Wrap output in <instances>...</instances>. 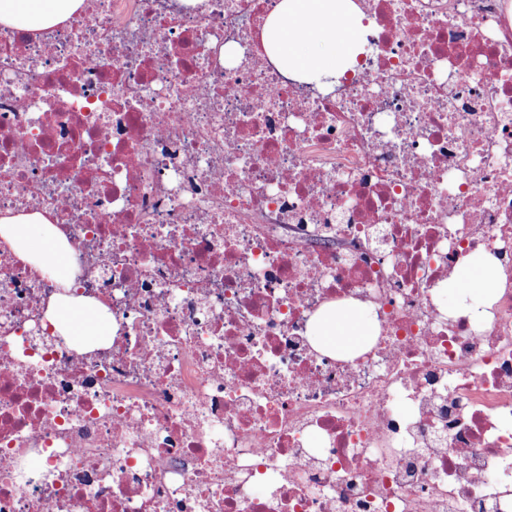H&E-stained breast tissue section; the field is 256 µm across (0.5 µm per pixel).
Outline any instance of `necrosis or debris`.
<instances>
[{"label":"necrosis or debris","mask_w":512,"mask_h":512,"mask_svg":"<svg viewBox=\"0 0 512 512\" xmlns=\"http://www.w3.org/2000/svg\"><path fill=\"white\" fill-rule=\"evenodd\" d=\"M276 2L0 25V213L74 271L0 241V512H512V0H353L330 87L269 60ZM478 251L476 321L443 290ZM349 299L377 329L340 359L311 332ZM0 237L21 258L46 268L61 282L68 280V255L58 244L56 227L41 213L0 215ZM500 276L499 267L485 254L473 256L470 259V267L464 270L460 279L466 284L465 294L470 297L475 315H479L478 308L494 298L495 288ZM49 316L57 330L76 344L112 336V320L96 305L66 297L51 308Z\"/></svg>","instance_id":"necrosis-or-debris-1"}]
</instances>
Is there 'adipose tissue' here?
I'll return each instance as SVG.
<instances>
[{"label":"adipose tissue","instance_id":"obj_1","mask_svg":"<svg viewBox=\"0 0 512 512\" xmlns=\"http://www.w3.org/2000/svg\"><path fill=\"white\" fill-rule=\"evenodd\" d=\"M83 0H0V25L42 32L65 21ZM363 17L350 0H278L269 13L263 43L270 59L284 74H296L318 84L332 82L356 65L364 44ZM0 239L23 259L39 264L59 281H67L70 263L58 244L54 224L41 213L0 215ZM500 271L486 255L471 257L460 278L472 308L494 298ZM57 330L77 344L112 333L109 315L95 305L63 298L49 312ZM376 325L375 313L352 301L337 305L312 331L313 343L339 356L359 354Z\"/></svg>","mask_w":512,"mask_h":512}]
</instances>
